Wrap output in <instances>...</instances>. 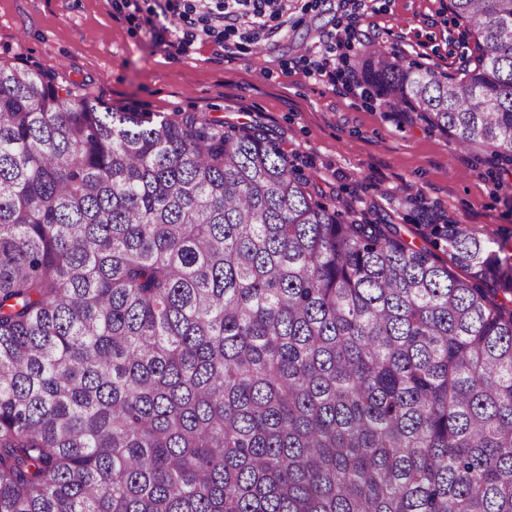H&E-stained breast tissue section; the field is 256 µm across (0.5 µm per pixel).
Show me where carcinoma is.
<instances>
[{
    "instance_id": "cac0c4a2",
    "label": "carcinoma",
    "mask_w": 512,
    "mask_h": 512,
    "mask_svg": "<svg viewBox=\"0 0 512 512\" xmlns=\"http://www.w3.org/2000/svg\"><path fill=\"white\" fill-rule=\"evenodd\" d=\"M448 9L456 73L351 67L512 166V0ZM314 186L262 131L0 63V512H512V257Z\"/></svg>"
}]
</instances>
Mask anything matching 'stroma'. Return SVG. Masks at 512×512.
Instances as JSON below:
<instances>
[{"mask_svg": "<svg viewBox=\"0 0 512 512\" xmlns=\"http://www.w3.org/2000/svg\"><path fill=\"white\" fill-rule=\"evenodd\" d=\"M158 0H0V62L75 84L118 110L258 128L338 203L423 245L425 223L464 224L512 253V170L486 150L410 122L347 68L364 42L448 72L473 52L448 0H291L280 35L261 45L214 35L157 45L145 19ZM322 74H314L318 62Z\"/></svg>", "mask_w": 512, "mask_h": 512, "instance_id": "1", "label": "stroma"}]
</instances>
